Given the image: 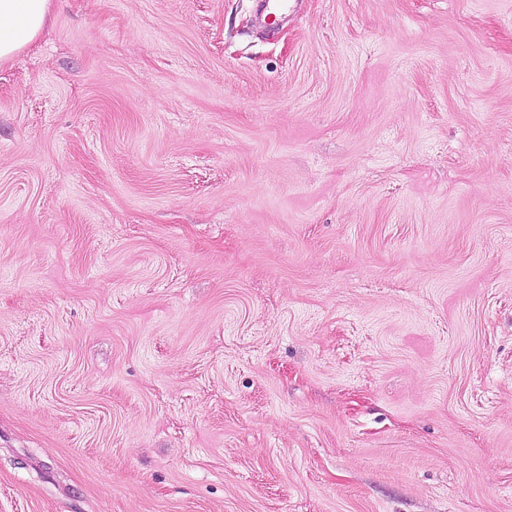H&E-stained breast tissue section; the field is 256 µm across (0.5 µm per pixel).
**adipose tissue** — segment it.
Segmentation results:
<instances>
[{
    "instance_id": "1",
    "label": "adipose tissue",
    "mask_w": 512,
    "mask_h": 512,
    "mask_svg": "<svg viewBox=\"0 0 512 512\" xmlns=\"http://www.w3.org/2000/svg\"><path fill=\"white\" fill-rule=\"evenodd\" d=\"M49 13L50 0H0V62L34 41Z\"/></svg>"
}]
</instances>
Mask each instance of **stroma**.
<instances>
[{
	"label": "stroma",
	"mask_w": 512,
	"mask_h": 512,
	"mask_svg": "<svg viewBox=\"0 0 512 512\" xmlns=\"http://www.w3.org/2000/svg\"><path fill=\"white\" fill-rule=\"evenodd\" d=\"M0 512H512V0H51Z\"/></svg>",
	"instance_id": "obj_1"
}]
</instances>
